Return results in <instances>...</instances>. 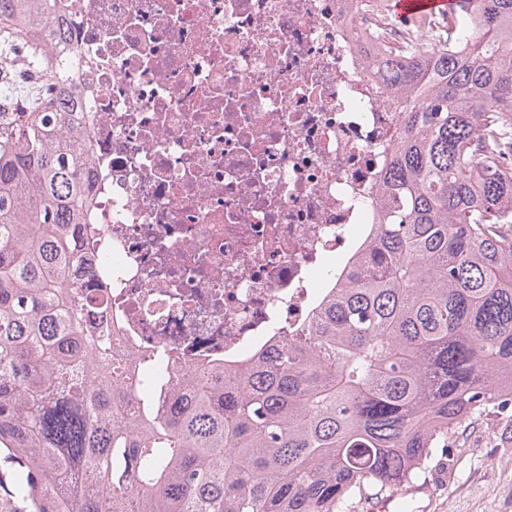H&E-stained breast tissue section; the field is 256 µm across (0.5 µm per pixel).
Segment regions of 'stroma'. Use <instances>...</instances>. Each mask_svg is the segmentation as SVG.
I'll return each instance as SVG.
<instances>
[{"instance_id": "stroma-1", "label": "stroma", "mask_w": 512, "mask_h": 512, "mask_svg": "<svg viewBox=\"0 0 512 512\" xmlns=\"http://www.w3.org/2000/svg\"><path fill=\"white\" fill-rule=\"evenodd\" d=\"M428 491L402 512H512V408L473 415L414 479Z\"/></svg>"}]
</instances>
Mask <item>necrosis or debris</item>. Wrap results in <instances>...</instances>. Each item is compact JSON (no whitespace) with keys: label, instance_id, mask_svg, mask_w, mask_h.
Returning a JSON list of instances; mask_svg holds the SVG:
<instances>
[{"label":"necrosis or debris","instance_id":"obj_1","mask_svg":"<svg viewBox=\"0 0 512 512\" xmlns=\"http://www.w3.org/2000/svg\"><path fill=\"white\" fill-rule=\"evenodd\" d=\"M93 191L78 234L113 362L240 366L307 325L369 240L402 102L345 0H64ZM54 111L14 66L5 109Z\"/></svg>","mask_w":512,"mask_h":512}]
</instances>
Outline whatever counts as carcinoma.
I'll return each mask as SVG.
<instances>
[{
	"instance_id": "1",
	"label": "carcinoma",
	"mask_w": 512,
	"mask_h": 512,
	"mask_svg": "<svg viewBox=\"0 0 512 512\" xmlns=\"http://www.w3.org/2000/svg\"><path fill=\"white\" fill-rule=\"evenodd\" d=\"M61 0H0L36 28ZM69 30L28 65L54 77ZM406 107L377 224L320 311L229 379L157 368L124 389L75 268L87 132L0 112V454L28 512H351L412 482L448 432L512 403V0H456L441 32L373 34ZM70 121L56 140L55 122Z\"/></svg>"
}]
</instances>
